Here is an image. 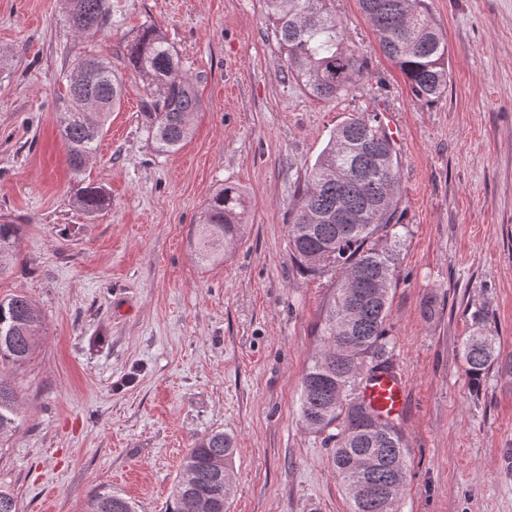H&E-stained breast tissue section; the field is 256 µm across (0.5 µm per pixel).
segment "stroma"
Here are the masks:
<instances>
[{
    "instance_id": "35a3bbf8",
    "label": "stroma",
    "mask_w": 512,
    "mask_h": 512,
    "mask_svg": "<svg viewBox=\"0 0 512 512\" xmlns=\"http://www.w3.org/2000/svg\"><path fill=\"white\" fill-rule=\"evenodd\" d=\"M430 2L452 71L433 104L383 55L358 0L333 9L370 76L332 102L285 78L259 0H108L94 36L70 29L65 0H0V223L23 227L0 298L27 295L45 319L28 362L0 374L25 413L0 446V489L19 512H84L100 487L166 512L188 448L215 430L236 448L228 512H348L329 448L300 419L338 276L291 260L287 211L332 131L365 108L400 132L409 230L386 324L408 385L401 512H512V377L473 384L461 357L479 327L512 353V0ZM148 25L198 91L191 138L157 152L149 89L125 71L120 110L73 170L64 72L90 53L123 69ZM227 183L246 226L205 266L195 226ZM87 184L111 196L92 217L75 201Z\"/></svg>"
}]
</instances>
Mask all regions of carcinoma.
<instances>
[{
	"mask_svg": "<svg viewBox=\"0 0 512 512\" xmlns=\"http://www.w3.org/2000/svg\"><path fill=\"white\" fill-rule=\"evenodd\" d=\"M331 0H263L271 35L284 55V73L312 97L334 101L367 76L368 62L346 43ZM68 21L80 35L97 34L111 21L106 0H68ZM382 52L404 75L412 94L427 103L448 92V40L437 27L429 0H359ZM126 67L154 89L146 127L156 149L178 150L191 134L200 108L194 83L162 31L144 27L125 46ZM68 103L60 135L70 166L79 171L97 150L109 116L120 108L122 73L103 56L74 62L67 74ZM397 143L375 110L354 112L336 127L308 168L288 210L291 259L313 275L333 265L343 270L338 297L325 311L323 346L301 379L300 417L332 445L331 464L350 501V512H400L409 449L400 428L375 409L349 397L358 380L393 369L394 344L386 336L389 295L397 285L407 225ZM77 205L93 216L110 205L100 186L78 190ZM243 194L226 184L208 199L198 222L195 255L203 264L225 258L242 234ZM20 225L0 224V273L14 258ZM44 319L24 295L0 299V368L24 362L42 335ZM469 377L492 369L512 376V356L502 358L500 338L478 327L462 347ZM21 419L14 388L0 378V440ZM233 438L222 430L188 450L168 512H226V465ZM85 512H137L135 503L110 487L89 498Z\"/></svg>",
	"mask_w": 512,
	"mask_h": 512,
	"instance_id": "obj_1",
	"label": "carcinoma"
}]
</instances>
